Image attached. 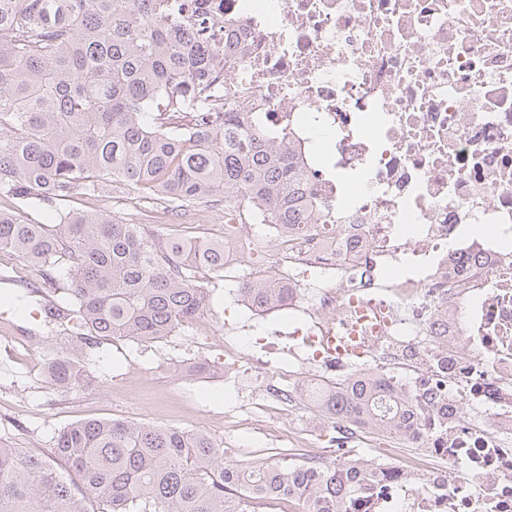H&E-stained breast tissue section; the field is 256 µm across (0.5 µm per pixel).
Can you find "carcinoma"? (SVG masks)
<instances>
[{
  "mask_svg": "<svg viewBox=\"0 0 512 512\" xmlns=\"http://www.w3.org/2000/svg\"><path fill=\"white\" fill-rule=\"evenodd\" d=\"M158 0H0V250L60 290L49 308L77 330L50 354L62 389L97 377L81 361L103 336L156 342L207 312L201 265L224 273V241L163 242L142 224L112 215L57 212L30 224L29 207L53 208L81 190L114 184L150 190L173 208L229 195L266 224L309 222L296 154L234 112L221 122L201 111L224 46L182 24L155 21ZM195 108L193 125L166 124L165 109ZM259 312L288 305L282 288L240 289ZM323 421L395 435L416 444L426 413L386 378L361 369L312 391ZM301 458L224 461L222 442L203 431L126 420H84L60 430L48 455L0 442V512H256L265 500L300 512H345L379 484L380 464L347 448Z\"/></svg>",
  "mask_w": 512,
  "mask_h": 512,
  "instance_id": "1",
  "label": "carcinoma"
}]
</instances>
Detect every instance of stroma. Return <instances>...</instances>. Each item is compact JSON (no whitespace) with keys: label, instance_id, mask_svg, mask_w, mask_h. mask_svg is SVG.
Here are the masks:
<instances>
[{"label":"stroma","instance_id":"35a3bbf8","mask_svg":"<svg viewBox=\"0 0 512 512\" xmlns=\"http://www.w3.org/2000/svg\"><path fill=\"white\" fill-rule=\"evenodd\" d=\"M66 208L112 215L132 224L148 225L160 238H168L172 220L194 225L199 237L213 236L209 212L221 211L223 202L172 216L162 200L148 193L104 188L91 197L75 193ZM37 271L12 253L0 256V438L15 447L49 453L64 426L83 419L123 418L156 425H174L211 433L224 445L229 461L281 458L297 455L294 434L320 439L315 410L306 404L292 411L273 413L249 387L224 379V356L213 337L231 331L242 351H249L253 329L264 330L270 344L268 360L285 357L293 322L287 310L253 314L239 300L237 285L205 275L198 281L211 290L212 309L175 336L142 345L131 340L100 341L92 370L100 383L81 390L58 389L47 384L37 369L44 354L60 348L59 329L43 321L41 306L54 301L51 290L31 295L29 284L38 282ZM26 338L28 349L6 352V337ZM209 361L206 372L183 378L185 364ZM356 456L397 463L416 456V449L397 438L357 435Z\"/></svg>","mask_w":512,"mask_h":512}]
</instances>
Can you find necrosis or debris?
Here are the masks:
<instances>
[{
    "mask_svg": "<svg viewBox=\"0 0 512 512\" xmlns=\"http://www.w3.org/2000/svg\"><path fill=\"white\" fill-rule=\"evenodd\" d=\"M168 3L231 48L205 109L285 134L315 203L294 233L225 206V270L245 281L270 239L269 284L325 383L350 367L322 337L377 308L367 366L408 370L429 408L422 471L384 469L347 512H512V0ZM250 374L295 405L294 371Z\"/></svg>",
    "mask_w": 512,
    "mask_h": 512,
    "instance_id": "obj_1",
    "label": "necrosis or debris"
}]
</instances>
